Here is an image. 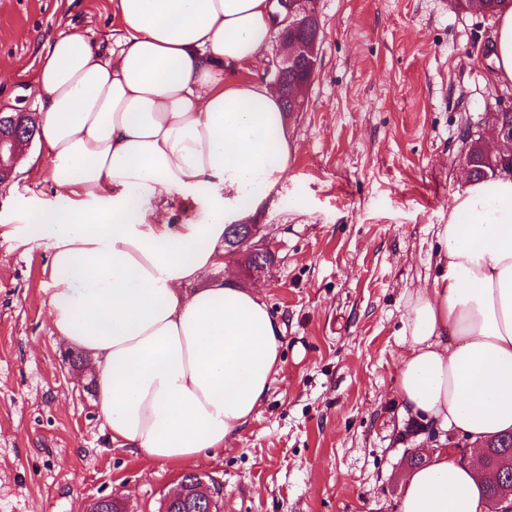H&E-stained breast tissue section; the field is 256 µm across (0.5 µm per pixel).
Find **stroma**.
Instances as JSON below:
<instances>
[{
	"label": "stroma",
	"mask_w": 512,
	"mask_h": 512,
	"mask_svg": "<svg viewBox=\"0 0 512 512\" xmlns=\"http://www.w3.org/2000/svg\"><path fill=\"white\" fill-rule=\"evenodd\" d=\"M320 43L296 151L255 222L275 245L262 275L243 255L217 278L259 288L285 325L282 371L224 452L188 469L112 443L95 378L52 332L47 245L0 235V512H86L104 495L158 512L184 471L219 478L222 512H397L409 451L427 420L394 377L406 295L431 283L436 227L464 186L461 131L497 87L494 21L450 0H318ZM78 32L108 43L110 0H0V113H37L42 43ZM0 185V225L48 201L40 140Z\"/></svg>",
	"instance_id": "obj_1"
}]
</instances>
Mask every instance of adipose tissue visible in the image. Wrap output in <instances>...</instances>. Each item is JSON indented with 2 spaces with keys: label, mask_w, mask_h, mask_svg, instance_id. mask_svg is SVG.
I'll return each instance as SVG.
<instances>
[{
  "label": "adipose tissue",
  "mask_w": 512,
  "mask_h": 512,
  "mask_svg": "<svg viewBox=\"0 0 512 512\" xmlns=\"http://www.w3.org/2000/svg\"><path fill=\"white\" fill-rule=\"evenodd\" d=\"M124 33L48 42L34 74L51 201L7 229L48 243L54 333L86 352L113 443L183 467L219 453L282 369L284 325L258 289L210 280L229 225L288 170L279 92L246 72L271 0H112ZM494 78L512 84V7ZM438 274L408 293L395 392L466 437L411 470L399 512H483L477 461L512 431V176L465 178L436 232Z\"/></svg>",
  "instance_id": "obj_1"
}]
</instances>
